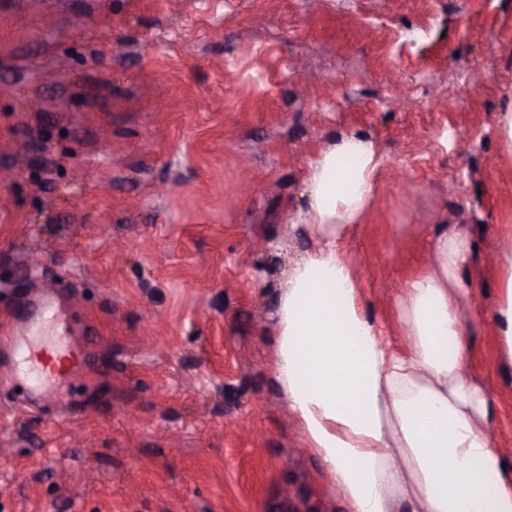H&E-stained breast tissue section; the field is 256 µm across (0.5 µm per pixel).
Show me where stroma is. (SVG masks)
Wrapping results in <instances>:
<instances>
[{"label":"stroma","mask_w":512,"mask_h":512,"mask_svg":"<svg viewBox=\"0 0 512 512\" xmlns=\"http://www.w3.org/2000/svg\"><path fill=\"white\" fill-rule=\"evenodd\" d=\"M1 83L0 330L67 274L84 361L48 399L0 347V512H343L271 367L304 173L348 135L381 158L365 308L396 319L435 225L472 239L469 372L512 456V0H0ZM506 296L497 312L498 331L503 336L512 359V275L507 280Z\"/></svg>","instance_id":"obj_1"}]
</instances>
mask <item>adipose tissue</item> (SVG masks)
<instances>
[{
	"label": "adipose tissue",
	"mask_w": 512,
	"mask_h": 512,
	"mask_svg": "<svg viewBox=\"0 0 512 512\" xmlns=\"http://www.w3.org/2000/svg\"><path fill=\"white\" fill-rule=\"evenodd\" d=\"M373 144L344 137L306 171L311 249L288 272L273 376L303 447L345 512H512V460L489 427L494 392L467 371L468 237L439 226L398 296V338L365 309L341 244L374 193Z\"/></svg>",
	"instance_id": "ef3b65f1"
}]
</instances>
